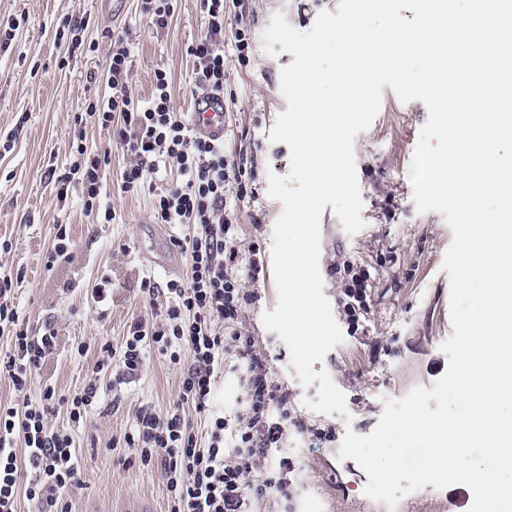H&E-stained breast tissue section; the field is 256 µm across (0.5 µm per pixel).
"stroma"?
Segmentation results:
<instances>
[{
	"label": "stroma",
	"instance_id": "1",
	"mask_svg": "<svg viewBox=\"0 0 512 512\" xmlns=\"http://www.w3.org/2000/svg\"><path fill=\"white\" fill-rule=\"evenodd\" d=\"M339 0H238L224 19V143L243 157L245 183L253 195L237 205L241 249L259 244L270 258L274 223L283 209L267 194V174L287 175L290 149L270 142V131L288 104L280 90V70L293 62L291 53L265 52L262 34L276 13L300 32L311 29L320 11L337 12ZM25 16L8 51L0 52V140L12 149L0 156V238L12 250L0 255V276L23 273L15 303L31 329L53 325L59 352L34 375L30 397L44 384L70 395L81 391L93 375L96 347L108 341L121 345L132 320L155 316L142 288L144 280L165 285L185 276V260L176 267L149 264L145 254L169 247L181 228L156 224L154 196L168 175L149 179L138 194L120 193L117 179L126 162L121 149L109 146L107 131L91 122L76 123L90 101L105 94L98 71L113 32H127L131 48L129 92L141 102L151 94L155 70L171 78L176 107L191 112L193 59L188 45L204 31L201 0H177L168 29L153 27L139 13L137 0H126L123 16L106 20L104 0H0V23ZM86 18V45L68 67L56 30L64 17ZM248 46L238 50V37ZM428 110L419 100L401 102L391 87L382 89V105L370 128L358 133L354 151L364 228L348 235L332 207L321 216L320 271L344 341L329 351L314 371L325 370L346 396L348 415L325 416L307 409L304 399H316L318 384L302 386L287 346L265 329L264 312L274 311L277 289L273 275L259 282L243 280L244 290L258 300L245 306L237 329L251 337L265 358L273 379L288 394V407L302 418L307 432L289 431L288 455L296 463L289 498L270 493L255 502V512H468L471 491L463 485L442 490L433 486L409 494L396 509L368 499L369 478L351 459L339 460L346 430L367 435L378 424L384 398H400L417 385L432 388L447 369L441 344L454 330L449 317L450 286L444 255L453 235L443 214L420 213L412 200L407 171ZM84 137L89 147L110 150L105 171L108 196L117 212L112 224L97 223L80 196L58 206L46 173L64 170L73 159L71 146ZM68 225L70 258L47 268L46 256L55 227ZM368 270V309L357 323L345 311L346 275L343 264ZM112 280V295L95 303L92 289L101 276ZM88 343L86 355L76 353ZM181 373L161 356L152 357L138 382L122 386L119 408L93 412L76 431L75 443L84 465L80 485L68 491L73 512H167L168 499L161 468L126 466L127 449L110 448L111 439L129 429L139 405L169 408L179 395Z\"/></svg>",
	"mask_w": 512,
	"mask_h": 512
}]
</instances>
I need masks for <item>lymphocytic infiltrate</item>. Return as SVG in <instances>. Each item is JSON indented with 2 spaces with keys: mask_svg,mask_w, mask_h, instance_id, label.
<instances>
[{
  "mask_svg": "<svg viewBox=\"0 0 512 512\" xmlns=\"http://www.w3.org/2000/svg\"><path fill=\"white\" fill-rule=\"evenodd\" d=\"M205 32L187 48L194 59L196 94L224 91V16L231 0H202ZM130 48L123 34H113L101 74L109 92L87 106V114L107 131L129 156L120 174L124 193H138L148 175L176 169L177 177L156 194V223L185 227L173 244L187 260L185 277L167 281L162 311L155 318L130 324L120 348L98 347L97 373L116 381L139 379L151 354H158L182 371L179 399L160 411L140 405L122 445L138 466H161L169 492L168 512H249L252 501L277 492L287 496L292 458L284 453L289 429L305 423L288 408L286 394L270 377L251 337L236 323L252 301L243 291L235 269L259 279L264 264L259 245L241 259L236 242L239 226L228 197L244 200V168L230 159L223 142L194 135L190 120L177 109L166 71L156 70L150 98L134 102ZM68 171L52 175L59 204L81 194L86 211L100 223L111 224L116 212L103 200L108 154L77 143ZM11 277L0 278V335L10 347L0 352V378L23 394L20 403L0 405V512H18L19 498L34 503L36 512H71L68 490L82 481V465L73 432L107 396L103 384L91 382L81 392L60 395L44 385L38 400L26 392L34 372L57 351L52 326L31 331L13 301ZM239 361L243 390L233 418L215 412L212 402L217 375L226 351ZM65 407L69 427L55 428L56 407ZM205 416L198 432L191 414Z\"/></svg>",
  "mask_w": 512,
  "mask_h": 512,
  "instance_id": "obj_1",
  "label": "lymphocytic infiltrate"
}]
</instances>
